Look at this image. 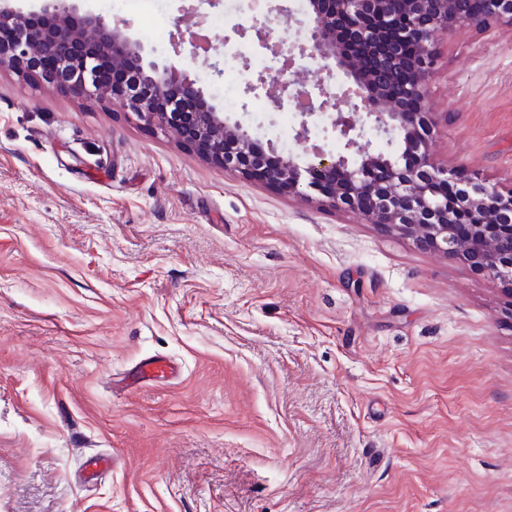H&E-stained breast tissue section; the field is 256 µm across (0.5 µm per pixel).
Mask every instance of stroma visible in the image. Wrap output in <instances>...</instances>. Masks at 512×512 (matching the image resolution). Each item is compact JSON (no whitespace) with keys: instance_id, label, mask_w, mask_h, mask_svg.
Instances as JSON below:
<instances>
[{"instance_id":"stroma-1","label":"stroma","mask_w":512,"mask_h":512,"mask_svg":"<svg viewBox=\"0 0 512 512\" xmlns=\"http://www.w3.org/2000/svg\"><path fill=\"white\" fill-rule=\"evenodd\" d=\"M146 60L223 102L173 37ZM433 154L512 189V28L458 27ZM280 83L229 121L302 154ZM512 284L217 167L116 101L0 74V512H512ZM164 356L181 375L117 391ZM116 464L83 479L86 456Z\"/></svg>"}]
</instances>
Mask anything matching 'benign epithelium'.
<instances>
[{
  "instance_id": "benign-epithelium-1",
  "label": "benign epithelium",
  "mask_w": 512,
  "mask_h": 512,
  "mask_svg": "<svg viewBox=\"0 0 512 512\" xmlns=\"http://www.w3.org/2000/svg\"><path fill=\"white\" fill-rule=\"evenodd\" d=\"M306 0L301 17L281 5L270 11L295 22L304 41L268 46L286 69L296 56L321 64L327 77L343 71L350 86L337 94L318 85L317 94L281 83L274 107L293 105L301 116L299 141L311 143L307 166L294 154L269 152L276 164L263 166V152L238 122L224 119L220 104L206 101L198 80L173 65L145 61L143 47L118 24L86 14L71 20L74 0H45L41 12L0 4V72L36 84L52 85L78 99L123 103L138 121L180 141L208 161L288 194L309 185L321 202L350 211L367 224L406 236L423 250L456 256L494 277L512 283V190L506 193L435 165L430 137L434 125L428 79L440 40L464 23L512 27V0H482L481 12L464 11L463 0ZM413 52H407V46ZM318 116L345 148L357 149L352 166L343 154L327 156L311 142L310 120ZM369 120L387 144L399 142L400 164L384 152L360 144ZM323 173V182L304 184L303 174ZM458 189L455 210L441 188ZM468 215L467 232L457 230L458 213Z\"/></svg>"
}]
</instances>
